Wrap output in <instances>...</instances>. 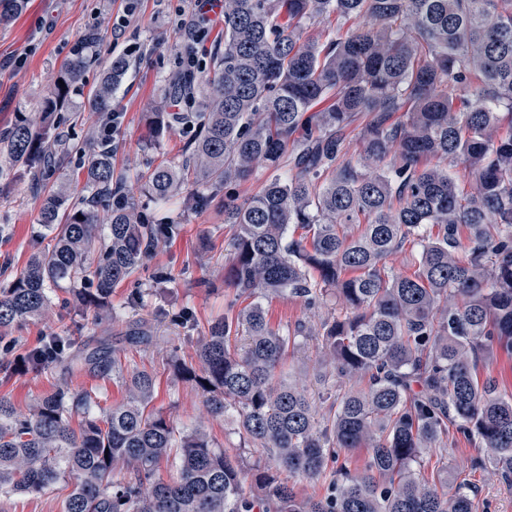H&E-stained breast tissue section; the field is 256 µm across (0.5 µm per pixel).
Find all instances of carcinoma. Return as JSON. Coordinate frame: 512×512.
<instances>
[{
  "instance_id": "1",
  "label": "carcinoma",
  "mask_w": 512,
  "mask_h": 512,
  "mask_svg": "<svg viewBox=\"0 0 512 512\" xmlns=\"http://www.w3.org/2000/svg\"><path fill=\"white\" fill-rule=\"evenodd\" d=\"M23 4L0 0V23ZM333 15L364 25L323 26ZM94 61L76 54L39 122L0 137V176L24 165L44 178L75 155L87 188L73 202L64 188L43 197L52 244L0 286V332L43 316L63 286L107 311L112 290L180 231L150 223L140 198L164 202L188 183L199 203L221 200L234 228L224 284L248 304L209 324L199 364L175 356L172 367L211 417L235 410L244 447L265 456L249 464L203 432L176 430L152 407L154 375L124 372L101 346L81 361L121 379L125 399L108 410L66 384L25 414L0 395V492L40 494L73 477L63 512H475L468 484L419 468L450 422L512 483V395L477 375L481 351L512 356V0H224V53L201 78L207 104L189 154L137 175V194L112 167V141L56 133L55 112ZM129 66L110 58L93 110L112 112ZM178 119L154 106L149 136ZM350 128L362 143L354 162L343 159ZM437 157L462 164L467 180L430 164ZM259 167L271 171L263 189L239 200ZM407 243L419 246L418 268L396 274L386 259ZM258 294L308 306L333 297L341 312L284 333ZM311 340L321 395L333 399L326 415L284 373ZM73 352L70 337L49 336L19 363ZM360 449L362 475L328 469ZM164 461L176 467L166 481ZM298 479L328 482L327 494L299 496Z\"/></svg>"
}]
</instances>
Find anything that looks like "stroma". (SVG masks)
<instances>
[{
	"label": "stroma",
	"mask_w": 512,
	"mask_h": 512,
	"mask_svg": "<svg viewBox=\"0 0 512 512\" xmlns=\"http://www.w3.org/2000/svg\"><path fill=\"white\" fill-rule=\"evenodd\" d=\"M197 12L195 0H27L19 16L0 25V131L39 112L56 73L78 48L82 36L93 31L100 37L93 49L98 61L80 80L86 92L98 86L103 60L119 53L131 62L112 102L121 114L114 134L115 170L132 175L148 163L179 164L193 136L192 121L203 109V95L180 107L189 124H173L150 143L145 140V114L167 95L169 80L181 72L179 50L185 42L177 23ZM123 18L128 21L125 33L114 39L112 28ZM102 120L101 113L90 109L85 95H75L57 115L58 131L66 140H82ZM39 209L40 199L28 171H13L0 182L1 282L11 280L34 252L47 246ZM143 210L151 222L170 220L180 224L181 230L174 238L160 241L144 266L113 290L108 317L97 318L93 310L68 302L62 291L45 317L13 328L10 335L20 351L53 335L78 337L83 348L108 341L123 365L155 374L153 406L177 430H205L215 443L237 453L242 441L235 412L213 419L202 396L176 376L170 361L174 354L194 361L199 336L236 298L235 289L224 285L232 231L224 222L222 209L213 204L196 206L188 188L165 206L144 202ZM160 269L166 270L171 280L158 290L152 276ZM203 278L213 282V289L199 287ZM150 287L154 296L143 306L131 308L132 291ZM262 304L271 324L283 330L300 320L319 323L336 307L332 298L311 308L302 299L288 296L266 298ZM135 325L150 335V343L127 341L126 333ZM60 374L57 366L0 373V394L9 395L18 411H27L35 399L54 390ZM68 383L74 391L91 392L102 408L120 404L125 397L112 375L78 370ZM478 457L477 440L453 431L443 447L424 453L422 465L428 475L449 467L453 475L470 484L477 494L478 512H512V485L480 468ZM72 488L68 479L38 495L0 493V512H63V502Z\"/></svg>",
	"instance_id": "1"
}]
</instances>
